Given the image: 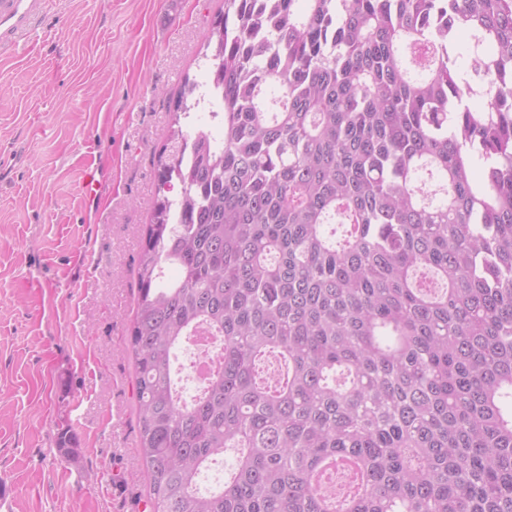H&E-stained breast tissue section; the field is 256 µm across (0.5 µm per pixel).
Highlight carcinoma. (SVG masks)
<instances>
[{"mask_svg":"<svg viewBox=\"0 0 512 512\" xmlns=\"http://www.w3.org/2000/svg\"><path fill=\"white\" fill-rule=\"evenodd\" d=\"M298 2L224 0L221 136L183 131L186 77L158 154L129 327L151 512H512V0ZM190 345L196 351V359L191 363V366V354L187 350L185 344L182 345V347L177 352L178 367L187 363V361L191 359L189 364L185 366V370L183 372L184 378L179 384L181 393L187 400H190L192 396L197 394L198 390L200 389V385L197 386L195 383H191L190 381L187 382L185 379H201L205 374L204 366L210 363L211 357L216 353V349L218 348V343L216 340H214L212 336H208L205 333H200L198 336H194Z\"/></svg>","mask_w":512,"mask_h":512,"instance_id":"obj_1","label":"carcinoma"}]
</instances>
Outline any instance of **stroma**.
<instances>
[{"label":"stroma","instance_id":"obj_1","mask_svg":"<svg viewBox=\"0 0 512 512\" xmlns=\"http://www.w3.org/2000/svg\"><path fill=\"white\" fill-rule=\"evenodd\" d=\"M223 5L53 0L0 63V512L143 510L139 244L169 104L183 76L206 81L198 53Z\"/></svg>","mask_w":512,"mask_h":512}]
</instances>
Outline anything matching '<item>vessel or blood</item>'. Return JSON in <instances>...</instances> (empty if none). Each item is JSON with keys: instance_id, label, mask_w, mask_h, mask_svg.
I'll use <instances>...</instances> for the list:
<instances>
[{"instance_id": "vessel-or-blood-1", "label": "vessel or blood", "mask_w": 512, "mask_h": 512, "mask_svg": "<svg viewBox=\"0 0 512 512\" xmlns=\"http://www.w3.org/2000/svg\"><path fill=\"white\" fill-rule=\"evenodd\" d=\"M48 0H0V59L20 56L28 47Z\"/></svg>"}]
</instances>
